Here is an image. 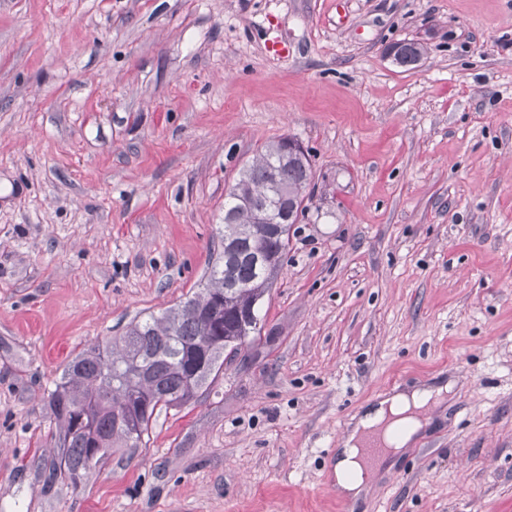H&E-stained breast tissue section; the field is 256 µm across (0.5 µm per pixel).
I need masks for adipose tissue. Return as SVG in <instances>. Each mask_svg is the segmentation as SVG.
I'll return each mask as SVG.
<instances>
[{"instance_id":"1","label":"adipose tissue","mask_w":512,"mask_h":512,"mask_svg":"<svg viewBox=\"0 0 512 512\" xmlns=\"http://www.w3.org/2000/svg\"><path fill=\"white\" fill-rule=\"evenodd\" d=\"M452 389V383L441 380L423 387L396 389L360 413L336 450L332 480L338 494L356 500L368 491L361 459L362 446L369 436H382L386 443L379 465H393L425 428L422 411L444 404L446 394Z\"/></svg>"}]
</instances>
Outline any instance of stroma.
<instances>
[{"instance_id":"stroma-1","label":"stroma","mask_w":512,"mask_h":512,"mask_svg":"<svg viewBox=\"0 0 512 512\" xmlns=\"http://www.w3.org/2000/svg\"><path fill=\"white\" fill-rule=\"evenodd\" d=\"M284 136L315 179L259 340L146 447L52 479L68 361L200 288ZM441 378L339 495L352 418ZM0 512H512V0H0ZM453 387V382L439 380L423 387L394 389L360 413L336 450L332 480L338 494L357 500L370 488L361 462V447L369 436L381 435L388 445L382 453L384 445L375 438L364 447L367 464L374 463L382 453L376 462L377 474L381 466L391 468L397 458L416 442L421 431L429 424L427 416L423 421L420 418L422 411L429 406L430 409L444 404L446 394ZM396 430L400 431L399 436L395 435Z\"/></svg>"}]
</instances>
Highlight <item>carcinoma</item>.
<instances>
[{
    "label": "carcinoma",
    "instance_id": "obj_1",
    "mask_svg": "<svg viewBox=\"0 0 512 512\" xmlns=\"http://www.w3.org/2000/svg\"><path fill=\"white\" fill-rule=\"evenodd\" d=\"M283 140L258 152L224 201L235 215L224 225L222 252L205 274L204 287L161 315L130 323L124 336L92 345L66 365L61 381L47 395L59 425L56 477L77 482L89 468L91 444L109 451L147 445L156 411L180 408L192 401L208 379L224 366V352L255 342L260 329L239 327L238 315L258 308L284 265L290 244L289 224H274L269 201H282V190L310 184L311 163L281 164ZM277 256L278 264L255 262L254 252ZM240 287L235 288L233 284ZM223 302L224 336L218 338L206 312ZM200 365L197 378L188 369Z\"/></svg>",
    "mask_w": 512,
    "mask_h": 512
}]
</instances>
